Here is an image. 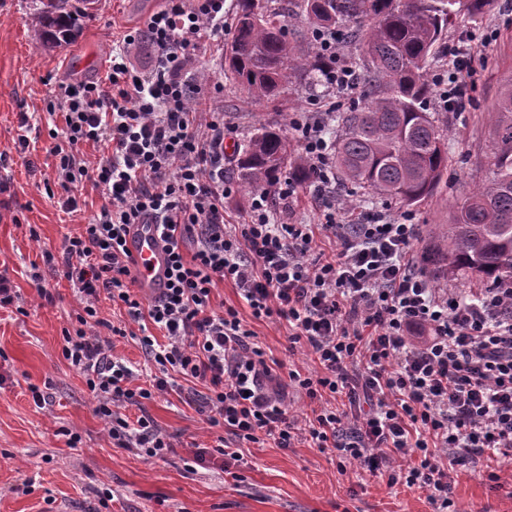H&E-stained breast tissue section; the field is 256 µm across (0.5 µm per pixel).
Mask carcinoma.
Masks as SVG:
<instances>
[{"instance_id": "1", "label": "carcinoma", "mask_w": 512, "mask_h": 512, "mask_svg": "<svg viewBox=\"0 0 512 512\" xmlns=\"http://www.w3.org/2000/svg\"><path fill=\"white\" fill-rule=\"evenodd\" d=\"M31 27L44 46L68 44L76 34L70 0H35ZM488 0H300L317 26L347 29L359 49L366 82L360 101L339 116L334 161L339 186L368 197L418 203L448 173V120L429 111V66L442 48L448 20L476 15ZM323 59L288 38L273 0H239L232 40L224 48L225 72L255 100H274L293 76L321 81ZM497 143L492 177L455 203L449 224L433 232L422 252L435 281L466 275L488 282L512 278V89L491 113ZM283 131L260 128L238 162L247 188L269 186L285 173L307 181L305 162L294 158Z\"/></svg>"}]
</instances>
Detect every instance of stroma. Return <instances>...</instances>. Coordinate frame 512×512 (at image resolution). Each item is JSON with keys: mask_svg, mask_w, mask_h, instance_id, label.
Returning <instances> with one entry per match:
<instances>
[{"mask_svg": "<svg viewBox=\"0 0 512 512\" xmlns=\"http://www.w3.org/2000/svg\"><path fill=\"white\" fill-rule=\"evenodd\" d=\"M162 0H95L78 21L74 42L47 47L30 29L32 0H0V272H6L19 300L0 308V512H431L419 489L388 486L385 479L348 467L340 471L333 448H278L267 441L247 443L242 462L213 454L207 468L188 471L193 446L214 445L223 435L209 426L177 392L155 396L146 408L155 423L173 438L174 454L147 459L113 446L97 401L81 374L62 356L63 332L76 325L78 302L69 283L47 276L49 298H41L28 277L42 251H58L66 236L79 234L101 205L99 191L86 181L76 190L87 206L64 213L48 198L44 174L54 163L45 118L46 100L60 83L101 76L110 60L112 37L143 28ZM467 46L482 60L467 80L465 111L448 115V181L411 206L387 201L365 204L354 199L348 215L355 222L383 212L411 216L418 224L417 246H424L437 225L449 223L451 206L490 175L489 156L496 142L490 115L503 91L512 87V0H491L477 18L459 16L448 27L444 50L433 78L448 77L450 52ZM203 92L224 85L218 106L224 113V216L241 221L253 197L238 182L237 163L252 130L269 126L289 140L297 134L292 118L300 112H338L359 96L309 86L295 78L275 101L247 98L224 76V49L212 48L203 61ZM32 119L28 154L16 149L22 117ZM340 191L319 198L300 186L289 203L274 201L285 221L316 224L327 203L339 202ZM241 316L269 353L284 361L269 391L288 392L287 367L293 359L285 346L287 324ZM44 403H35L33 390ZM81 437L67 445V432ZM453 497L458 512H512V494L492 487L479 465L457 467Z\"/></svg>", "mask_w": 512, "mask_h": 512, "instance_id": "obj_1", "label": "stroma"}]
</instances>
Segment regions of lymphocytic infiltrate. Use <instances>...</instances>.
I'll return each mask as SVG.
<instances>
[{"label":"lymphocytic infiltrate","mask_w":512,"mask_h":512,"mask_svg":"<svg viewBox=\"0 0 512 512\" xmlns=\"http://www.w3.org/2000/svg\"><path fill=\"white\" fill-rule=\"evenodd\" d=\"M164 2L145 30L113 40L103 76L60 85L46 103L64 120L50 133L61 209L79 210L72 189L89 176L104 199L61 255L43 254L81 306L64 359L84 375L116 447L148 459L173 453L149 415L132 420L125 410L182 379L200 387L197 412L224 429L217 453L235 460L232 443L262 438L333 448L341 464L422 489L432 512H448L456 466L512 458V280L467 296L435 287L413 260L418 227L403 217L342 224L331 207L317 224L281 222L270 200L295 195L289 176L255 193L246 222H226L224 118L194 101L199 59L224 38V0ZM144 35L153 52L138 69L133 49ZM316 39L327 83L354 90L335 34ZM326 124L314 112L292 121L321 197L336 182ZM86 145L100 152L96 164ZM136 224L154 225L167 254L166 286L147 305L133 290L127 247ZM225 282L254 319L287 322L288 353L311 355L314 371L288 372L310 417L266 389L273 368L239 310L213 309ZM103 298L138 325L155 364L148 386L113 358V339L127 329L100 318Z\"/></svg>","instance_id":"lymphocytic-infiltrate-1"}]
</instances>
